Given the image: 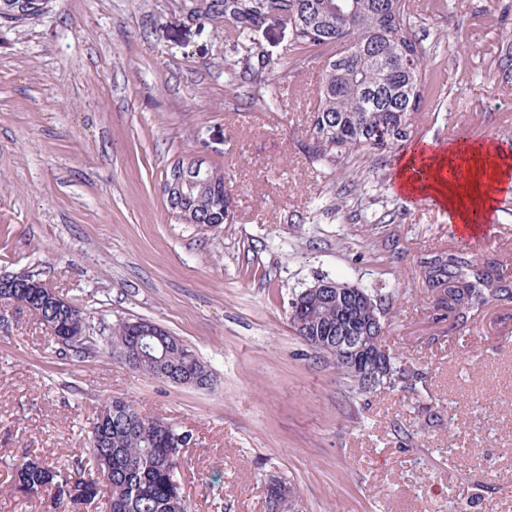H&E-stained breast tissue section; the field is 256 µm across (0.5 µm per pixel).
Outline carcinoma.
Masks as SVG:
<instances>
[{
	"label": "carcinoma",
	"mask_w": 512,
	"mask_h": 512,
	"mask_svg": "<svg viewBox=\"0 0 512 512\" xmlns=\"http://www.w3.org/2000/svg\"><path fill=\"white\" fill-rule=\"evenodd\" d=\"M50 0H0V19L19 21L37 16ZM190 10L212 22L220 19L235 25L241 42L244 79L255 85L267 82L274 66L255 52L251 34L275 10L293 32L288 62L297 65L307 49L328 51L320 74L319 101L308 135L314 158L331 161L364 150L389 152L410 140L414 115L430 102L432 92L426 68L437 55L425 51L413 34L414 16L407 0H192ZM202 183L192 192L200 224H223L229 211L224 200V176L212 169L199 175ZM423 277L432 300L446 304L454 322L465 327L480 307L501 297L512 298V276L487 262H476L465 251L434 253L421 261ZM12 291L0 293V304L25 310L33 299L36 278ZM346 294L326 296L309 287L293 299L288 322L295 334L324 361L336 368L351 392L366 396L360 372L336 358V345L327 337L336 329L366 332L379 314L390 311L367 289L346 283ZM40 311L33 318L50 336L84 334L75 347L91 349L88 325L73 324L66 304L41 291ZM144 324L132 319L113 325L112 356L130 368L176 384L202 387L211 373L184 341L171 343V333L156 326L142 335ZM390 377L380 389L416 390L421 374L387 358ZM177 428L159 419L144 418L133 401L114 397L94 424L85 449L93 471L83 461L61 471L39 460L15 466L14 487L29 499H39L55 488L53 500L76 506L98 499L97 476L108 474L110 512H187L169 448Z\"/></svg>",
	"instance_id": "1"
}]
</instances>
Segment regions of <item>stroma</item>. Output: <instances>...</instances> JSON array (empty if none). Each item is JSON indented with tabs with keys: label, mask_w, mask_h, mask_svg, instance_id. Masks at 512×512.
Here are the masks:
<instances>
[{
	"label": "stroma",
	"mask_w": 512,
	"mask_h": 512,
	"mask_svg": "<svg viewBox=\"0 0 512 512\" xmlns=\"http://www.w3.org/2000/svg\"><path fill=\"white\" fill-rule=\"evenodd\" d=\"M188 0H51L0 20V276L37 275L88 315L95 347L58 344L29 316L0 335V512H45L13 487L22 457L71 467L110 398L190 432L178 479L189 512H512V299L458 341L419 261L448 250L512 270V186L465 240L447 209L393 188L399 152L314 161L307 133L320 56L265 85L235 80L232 24ZM441 46L436 103L411 141L512 149V0H410ZM224 174L226 224L168 211L166 171ZM331 277L393 297L383 341L416 389L353 397L294 335L295 294ZM159 324L214 388L129 369L106 343L125 319Z\"/></svg>",
	"instance_id": "35a3bbf8"
}]
</instances>
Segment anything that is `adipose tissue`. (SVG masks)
Listing matches in <instances>:
<instances>
[{
	"mask_svg": "<svg viewBox=\"0 0 512 512\" xmlns=\"http://www.w3.org/2000/svg\"><path fill=\"white\" fill-rule=\"evenodd\" d=\"M439 169H464L460 180L441 177L421 181L416 169L418 165ZM505 186L512 183V154L497 145L474 142L466 150L448 147L433 152L426 147L415 145L403 152L394 176L395 187L408 196L432 197L446 208L456 225L476 231L478 215L490 213L492 199L485 191L486 181Z\"/></svg>",
	"mask_w": 512,
	"mask_h": 512,
	"instance_id": "obj_1",
	"label": "adipose tissue"
}]
</instances>
